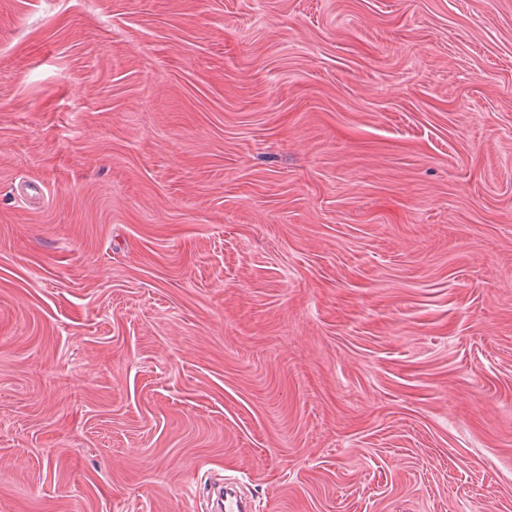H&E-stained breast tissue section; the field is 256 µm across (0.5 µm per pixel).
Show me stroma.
Returning a JSON list of instances; mask_svg holds the SVG:
<instances>
[{"mask_svg":"<svg viewBox=\"0 0 512 512\" xmlns=\"http://www.w3.org/2000/svg\"><path fill=\"white\" fill-rule=\"evenodd\" d=\"M512 512V0H0V512Z\"/></svg>","mask_w":512,"mask_h":512,"instance_id":"obj_1","label":"stroma"}]
</instances>
